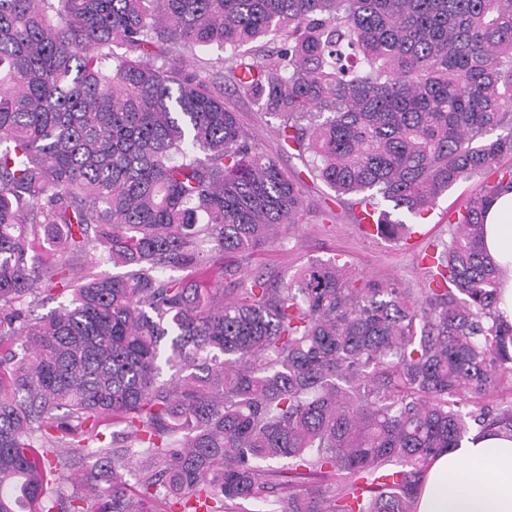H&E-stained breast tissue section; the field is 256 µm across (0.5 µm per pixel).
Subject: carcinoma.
<instances>
[{
	"mask_svg": "<svg viewBox=\"0 0 512 512\" xmlns=\"http://www.w3.org/2000/svg\"><path fill=\"white\" fill-rule=\"evenodd\" d=\"M213 44L223 84L380 237L496 173L425 287L336 258L242 279L234 257L306 211L183 68ZM509 124L512 0H0V512H415L435 455L512 437V401L482 404L512 378L507 270L482 248L512 191V131L486 135ZM103 257L124 272L76 276Z\"/></svg>",
	"mask_w": 512,
	"mask_h": 512,
	"instance_id": "cac0c4a2",
	"label": "carcinoma"
}]
</instances>
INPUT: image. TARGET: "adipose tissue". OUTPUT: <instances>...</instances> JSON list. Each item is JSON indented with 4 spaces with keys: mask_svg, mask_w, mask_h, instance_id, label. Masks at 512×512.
<instances>
[{
    "mask_svg": "<svg viewBox=\"0 0 512 512\" xmlns=\"http://www.w3.org/2000/svg\"><path fill=\"white\" fill-rule=\"evenodd\" d=\"M484 247L512 268V191L491 203ZM416 512H512V438L486 434L436 456Z\"/></svg>",
    "mask_w": 512,
    "mask_h": 512,
    "instance_id": "adipose-tissue-1",
    "label": "adipose tissue"
}]
</instances>
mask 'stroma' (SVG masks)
Masks as SVG:
<instances>
[{
	"label": "stroma",
	"mask_w": 512,
	"mask_h": 512,
	"mask_svg": "<svg viewBox=\"0 0 512 512\" xmlns=\"http://www.w3.org/2000/svg\"><path fill=\"white\" fill-rule=\"evenodd\" d=\"M224 102L237 113L248 136L276 160L286 175L302 176L301 189L310 206L303 223L281 227L278 239L249 259L248 267H266L290 278L303 266L336 255L346 261L352 274L378 282L394 279L414 289L423 287L422 258L428 245L450 239L459 211L480 189L482 178L461 182L443 194L410 240L367 236L333 190L322 182L306 179L301 160L277 135L276 117L258 112L252 102L229 88L224 91Z\"/></svg>",
	"instance_id": "stroma-1"
}]
</instances>
